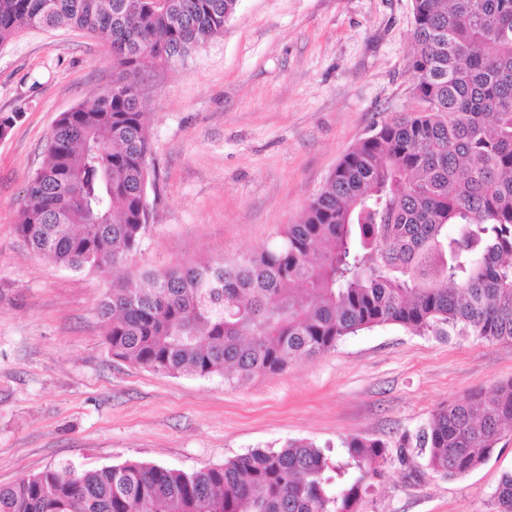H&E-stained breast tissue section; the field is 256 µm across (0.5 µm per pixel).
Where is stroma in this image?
I'll return each instance as SVG.
<instances>
[{
  "label": "stroma",
  "mask_w": 512,
  "mask_h": 512,
  "mask_svg": "<svg viewBox=\"0 0 512 512\" xmlns=\"http://www.w3.org/2000/svg\"><path fill=\"white\" fill-rule=\"evenodd\" d=\"M412 45V0H240L185 64L147 71L148 228L116 275L63 270L15 231L59 115L112 83L109 41L25 28L0 45V113L21 115L0 138V486L64 461L191 472L298 439L341 457L347 439L396 442L438 406L512 381L510 342L395 324L243 383L156 373L105 344L113 279L262 249L376 125L416 110ZM507 472L512 430L453 479L393 453L358 510L495 512Z\"/></svg>",
  "instance_id": "1"
}]
</instances>
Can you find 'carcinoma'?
<instances>
[{"instance_id": "carcinoma-1", "label": "carcinoma", "mask_w": 512, "mask_h": 512, "mask_svg": "<svg viewBox=\"0 0 512 512\" xmlns=\"http://www.w3.org/2000/svg\"><path fill=\"white\" fill-rule=\"evenodd\" d=\"M239 0H0V45L24 27L111 39L112 94L58 119L15 229L73 271L120 269L147 228L150 142L138 84L224 32ZM408 70L421 104L336 165L302 220L257 252L150 271L100 308L112 356L169 375L244 381L397 324L512 342V0H413ZM512 427V382L439 407L396 443L463 476ZM347 458L296 440L185 472L64 463L0 486V512H356L389 443ZM496 512H512V472Z\"/></svg>"}]
</instances>
